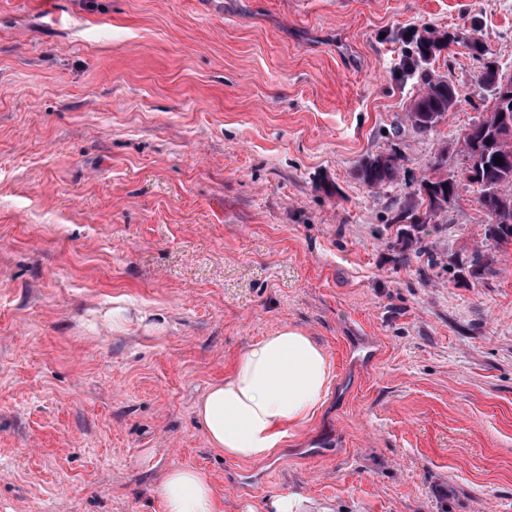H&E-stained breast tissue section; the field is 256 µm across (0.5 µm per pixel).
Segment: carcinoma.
Here are the masks:
<instances>
[{
  "instance_id": "cac0c4a2",
  "label": "carcinoma",
  "mask_w": 512,
  "mask_h": 512,
  "mask_svg": "<svg viewBox=\"0 0 512 512\" xmlns=\"http://www.w3.org/2000/svg\"><path fill=\"white\" fill-rule=\"evenodd\" d=\"M448 44V33L430 30L415 41V50L403 59L406 71L418 75L420 81V92L411 102L407 117H412L414 112L420 115L421 123L414 122L412 126L421 132L433 130L438 118L452 111L459 98L447 78L430 67L432 58ZM468 48L484 60L476 74L478 83L490 88L494 97L505 88L512 89V73L506 75L500 70L497 62L487 56V49L479 39L470 40ZM505 112L506 117L497 111L486 113L469 126L467 139L457 141L461 153L477 158L476 170L467 183L477 188L476 202L488 218L484 239L493 241L498 248L512 245V222L500 221V216L512 214V106L505 105ZM498 157L503 163L493 162ZM399 166L398 162L392 165L382 162L378 154L371 155L360 162L358 176L370 189L381 191L395 181ZM420 182L427 184V196L412 193L396 217V221L409 224L407 235L418 243L422 242L419 233L458 198L462 188L451 174L435 180L425 175Z\"/></svg>"
}]
</instances>
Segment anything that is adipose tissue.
Here are the masks:
<instances>
[{"label":"adipose tissue","instance_id":"1","mask_svg":"<svg viewBox=\"0 0 512 512\" xmlns=\"http://www.w3.org/2000/svg\"><path fill=\"white\" fill-rule=\"evenodd\" d=\"M332 379L324 348L294 326H282L240 356L230 375L211 385L195 407L212 447L231 460L263 459L306 425ZM163 512H219L200 471L169 468L160 487Z\"/></svg>","mask_w":512,"mask_h":512}]
</instances>
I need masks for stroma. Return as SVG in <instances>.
<instances>
[{
    "label": "stroma",
    "instance_id": "obj_1",
    "mask_svg": "<svg viewBox=\"0 0 512 512\" xmlns=\"http://www.w3.org/2000/svg\"><path fill=\"white\" fill-rule=\"evenodd\" d=\"M430 28L460 97L424 133L401 67ZM474 38L512 73V0H0V512H162L173 466L224 512H512V245L471 276V189L420 244L394 222L491 107ZM284 325L328 395L227 459L195 405ZM384 153L371 155L363 158L359 164L358 176L360 180L370 189L381 191L390 187L397 178L400 163L387 164L381 161ZM393 154H385L384 161L393 163ZM265 503L263 512H329L310 511L309 500L303 493L295 490H288V493L273 496Z\"/></svg>",
    "mask_w": 512,
    "mask_h": 512
}]
</instances>
